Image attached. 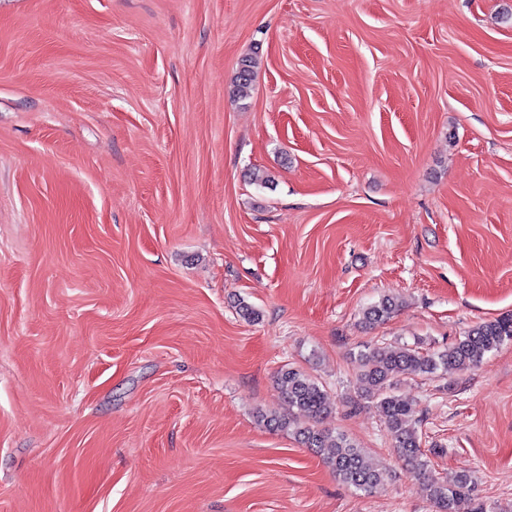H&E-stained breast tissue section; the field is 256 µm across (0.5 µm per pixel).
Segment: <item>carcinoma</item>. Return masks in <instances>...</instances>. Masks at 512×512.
<instances>
[{
  "mask_svg": "<svg viewBox=\"0 0 512 512\" xmlns=\"http://www.w3.org/2000/svg\"><path fill=\"white\" fill-rule=\"evenodd\" d=\"M254 80V60H242L233 81V94L245 98ZM392 296L367 308L363 318L370 325L389 319L397 310ZM512 340V315L481 322L447 348L433 353L417 347H372L360 353L357 381L361 398L375 405L381 421L391 433L399 458L409 467L411 476L421 481L428 491L436 512H457L461 500L473 496L475 484L464 474L448 482L436 476L413 411L392 393L393 380L402 375L429 377L448 373V368L467 370L477 365L485 354ZM278 384L288 410L308 417L300 422L279 412L259 415L260 421L272 429L292 430L307 448L324 451V463L345 485L371 492L384 485V475L366 460L362 452L342 433L321 429L315 420L330 408L323 388L308 375L293 368L280 371Z\"/></svg>",
  "mask_w": 512,
  "mask_h": 512,
  "instance_id": "obj_1",
  "label": "carcinoma"
}]
</instances>
